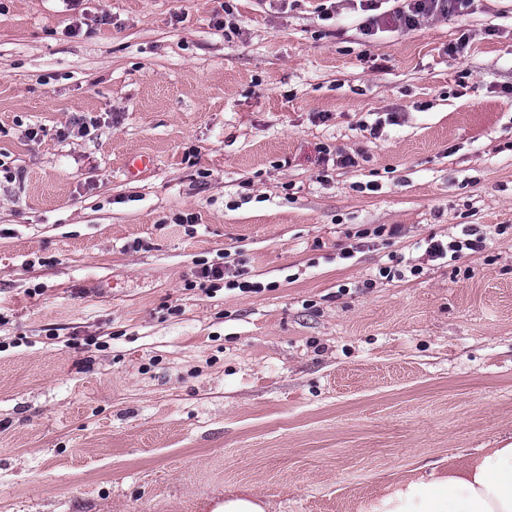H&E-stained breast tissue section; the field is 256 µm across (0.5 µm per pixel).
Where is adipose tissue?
Listing matches in <instances>:
<instances>
[{
    "mask_svg": "<svg viewBox=\"0 0 512 512\" xmlns=\"http://www.w3.org/2000/svg\"><path fill=\"white\" fill-rule=\"evenodd\" d=\"M373 512H512V444L430 481L407 483Z\"/></svg>",
    "mask_w": 512,
    "mask_h": 512,
    "instance_id": "obj_1",
    "label": "adipose tissue"
}]
</instances>
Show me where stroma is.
<instances>
[{"instance_id":"obj_1","label":"stroma","mask_w":512,"mask_h":512,"mask_svg":"<svg viewBox=\"0 0 512 512\" xmlns=\"http://www.w3.org/2000/svg\"><path fill=\"white\" fill-rule=\"evenodd\" d=\"M362 18L0 0V512H372L512 443V0ZM472 0H395L402 2L392 11L385 14L369 13L377 11L379 6L376 0H365L360 4L363 12H366L360 29L363 35L372 34L375 28L384 24L403 30H412L429 19L437 16L464 15L468 11ZM464 236H476L477 233L473 232V229H466L463 231ZM485 239L483 236H476L474 239L472 238H462L460 240H452L448 242L447 246L444 247L442 243H430L427 252L432 258L442 259L448 255V252H451V259L458 258L462 254L463 250H471V251H479L483 248V244ZM214 512H264V505L259 495L249 493L224 498V503L218 504Z\"/></svg>"}]
</instances>
